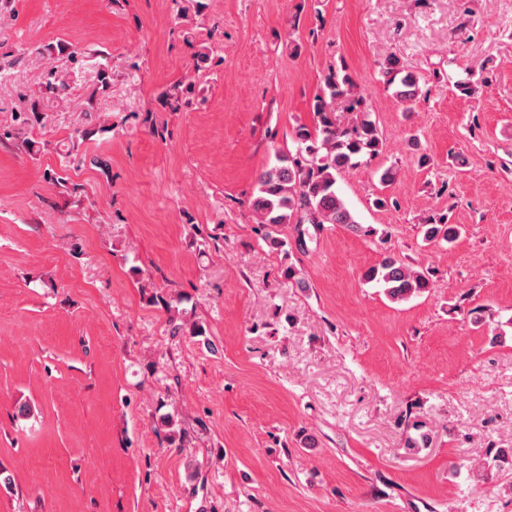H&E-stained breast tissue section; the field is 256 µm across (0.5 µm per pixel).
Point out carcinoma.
<instances>
[{"mask_svg": "<svg viewBox=\"0 0 512 512\" xmlns=\"http://www.w3.org/2000/svg\"><path fill=\"white\" fill-rule=\"evenodd\" d=\"M381 75L396 84L394 95L402 104L413 102L419 95V79L391 55L380 64ZM357 84L348 73L339 74L329 68L323 86L312 108L315 122L309 128L298 127L294 133L295 151H277L275 161L262 170L256 180L250 208L265 231L267 241L277 247L286 246L278 238L283 224H310L319 229L325 224H343L362 230L345 201L336 191V175L380 154L383 139ZM194 85L176 82L160 95L162 105L172 112L181 108L182 98L194 93ZM343 98L349 103L352 117L345 125L336 123L333 104ZM458 235V227L440 216L431 218L424 229L428 241L450 242ZM368 282H377L388 298L405 301L431 287L430 273L414 271L401 260L384 256L378 265L364 273Z\"/></svg>", "mask_w": 512, "mask_h": 512, "instance_id": "carcinoma-1", "label": "carcinoma"}]
</instances>
